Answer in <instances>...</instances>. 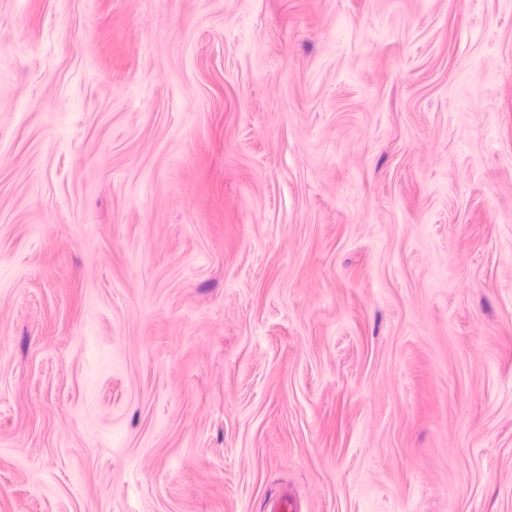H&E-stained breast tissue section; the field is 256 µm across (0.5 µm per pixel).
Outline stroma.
<instances>
[{"instance_id":"35a3bbf8","label":"stroma","mask_w":512,"mask_h":512,"mask_svg":"<svg viewBox=\"0 0 512 512\" xmlns=\"http://www.w3.org/2000/svg\"><path fill=\"white\" fill-rule=\"evenodd\" d=\"M512 512V0H0V512Z\"/></svg>"}]
</instances>
